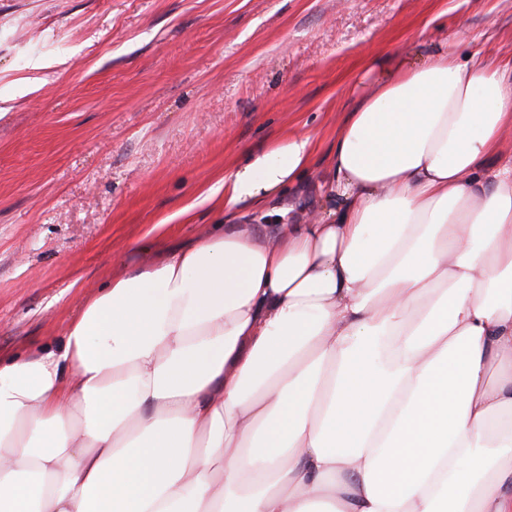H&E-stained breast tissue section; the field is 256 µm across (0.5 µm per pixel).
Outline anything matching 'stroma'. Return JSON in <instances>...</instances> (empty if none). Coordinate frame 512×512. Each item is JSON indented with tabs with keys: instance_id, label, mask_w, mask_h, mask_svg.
<instances>
[{
	"instance_id": "obj_1",
	"label": "stroma",
	"mask_w": 512,
	"mask_h": 512,
	"mask_svg": "<svg viewBox=\"0 0 512 512\" xmlns=\"http://www.w3.org/2000/svg\"><path fill=\"white\" fill-rule=\"evenodd\" d=\"M457 32L459 56L511 61L512 0H0V361L57 345L142 247L223 223L225 177L288 134L309 170L244 223L332 207L369 62Z\"/></svg>"
}]
</instances>
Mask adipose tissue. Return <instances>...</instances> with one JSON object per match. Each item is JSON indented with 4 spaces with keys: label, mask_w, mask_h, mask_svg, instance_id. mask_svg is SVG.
<instances>
[{
    "label": "adipose tissue",
    "mask_w": 512,
    "mask_h": 512,
    "mask_svg": "<svg viewBox=\"0 0 512 512\" xmlns=\"http://www.w3.org/2000/svg\"><path fill=\"white\" fill-rule=\"evenodd\" d=\"M387 56L338 208L217 224L0 363V512H512V65ZM291 134L224 181L297 180Z\"/></svg>",
    "instance_id": "adipose-tissue-1"
}]
</instances>
